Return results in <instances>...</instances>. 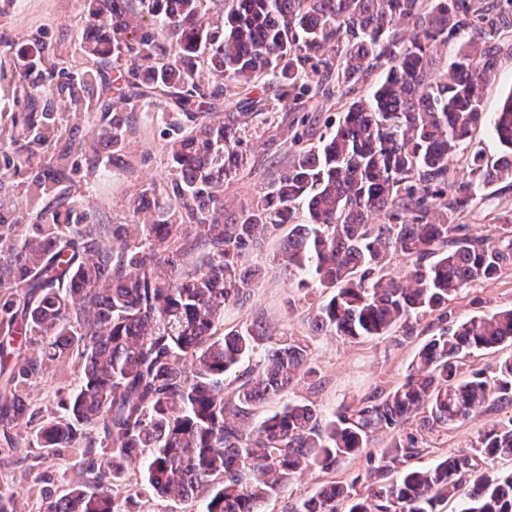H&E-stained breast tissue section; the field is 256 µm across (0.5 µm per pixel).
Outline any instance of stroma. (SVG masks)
<instances>
[{
	"instance_id": "obj_1",
	"label": "stroma",
	"mask_w": 512,
	"mask_h": 512,
	"mask_svg": "<svg viewBox=\"0 0 512 512\" xmlns=\"http://www.w3.org/2000/svg\"><path fill=\"white\" fill-rule=\"evenodd\" d=\"M84 31L81 0H0V171L7 161L20 154L19 144L11 142L6 128L16 109L15 87L18 80L17 55L26 49L32 37L46 44L70 49L80 54ZM500 51L493 72L484 90L485 112H495L508 93L512 92V32L501 36ZM377 74H370L367 83L348 91L335 79L320 81L311 93L291 102L283 120L294 131L303 133L307 143H318L327 132L328 121L338 119L347 105L364 96ZM128 145L122 165L89 172L84 158H77L69 188L79 204L80 212L91 216L97 224H125L130 220L127 202L132 193L150 183H164L171 178L166 151L169 140L167 117L157 109L145 106L129 113ZM256 147L252 171L227 186L224 196L229 203L252 201L277 171L286 166L294 147L291 141L278 139L268 144L265 127L251 128ZM512 210V186L501 184L482 188L473 208L463 216L475 236L494 232L493 220L501 212ZM277 241L268 239L262 247L247 252L250 264L262 270V278L241 305L227 306L224 324L243 326L252 320L265 321L274 334L309 336L311 360L317 370L314 378L300 383L292 398L313 403L322 412L334 411L351 398L370 394L375 389H391L402 383L419 347L442 324L431 321L418 325L411 338L401 341L391 336L350 342L334 336L310 335L308 317L327 294L314 282H301L279 264ZM512 307V267L505 268L491 282L468 289L451 304L452 320ZM79 374L73 365H53L43 375L33 378L30 390L40 410L41 419L58 416L59 402L77 385ZM512 416V407L490 409L465 421L445 428L428 430L412 420L398 433H376L373 448L386 447L394 435H415L416 455L402 459L399 470L419 467L434 460L469 450L481 432L496 420ZM367 462L348 459L336 470L324 472L311 469L292 480L267 512H289L300 495L312 492L321 484L343 481L364 472ZM77 476V467L70 458L45 456L34 470L24 464L0 466V490L14 494L22 512H41L46 496L66 492Z\"/></svg>"
}]
</instances>
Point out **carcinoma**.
Returning <instances> with one entry per match:
<instances>
[{"mask_svg":"<svg viewBox=\"0 0 512 512\" xmlns=\"http://www.w3.org/2000/svg\"><path fill=\"white\" fill-rule=\"evenodd\" d=\"M79 81L42 80L60 65L47 45L24 51L18 71L26 109L12 138L26 159L59 133L52 103L75 120L112 113L92 142H67L0 202V460L29 458L19 429L35 416L29 381L56 362L72 363L80 382L63 413L33 433L39 447L80 459L68 491L43 512H139L141 496L194 500L199 512H266L295 474L336 469L364 456V475L301 496L292 512H512V471L485 465L512 458V417L484 431L469 451L404 471L391 463L417 440L371 442L418 417L421 426L463 421L487 405L512 406V354L490 372L464 375L467 355L512 346V308L463 319L433 334L403 383L342 404L331 415L290 400L257 415L316 375L309 340L273 339L261 320L220 329L224 306L242 304L261 278L244 261L283 226L279 263L330 292L309 317L316 335L350 341L410 335L443 319L465 290L512 266V210L494 235L475 237L460 223L491 184L512 185V93L489 116L483 85L497 45L466 41L449 70H433L431 42L485 27L512 31V0H226L212 16L204 0H83ZM116 71L112 93L108 68ZM384 69L351 102L320 144L296 146L258 198L224 205V187L252 169L246 129L273 121L288 101L325 77L351 87ZM271 78L274 99L240 93ZM151 106L176 132L167 143L173 177L129 199L133 217L105 230L64 207L58 185L74 157L96 167L99 153L123 160L125 112ZM489 125L503 147L491 161L471 145ZM468 151V180L456 182L451 158ZM303 222H293L295 210ZM35 217L42 223L22 235ZM413 266L395 275L390 256ZM257 356V375L232 388L224 377ZM139 462L142 482L125 475Z\"/></svg>","mask_w":512,"mask_h":512,"instance_id":"obj_1","label":"carcinoma"}]
</instances>
